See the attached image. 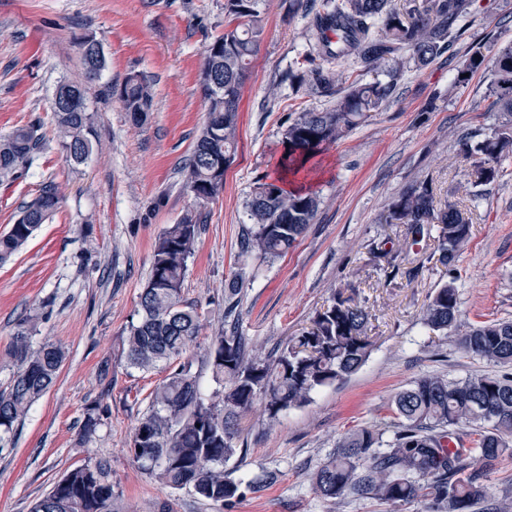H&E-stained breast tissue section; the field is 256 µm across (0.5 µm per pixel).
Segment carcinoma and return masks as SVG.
Instances as JSON below:
<instances>
[{"label": "carcinoma", "mask_w": 512, "mask_h": 512, "mask_svg": "<svg viewBox=\"0 0 512 512\" xmlns=\"http://www.w3.org/2000/svg\"><path fill=\"white\" fill-rule=\"evenodd\" d=\"M263 0H224V32L207 47L200 84L207 102L206 118L185 163L184 189L193 198L175 224L167 225L153 245L149 278L139 295L137 320L126 329L127 365L139 371L166 366L170 373L150 395L149 410L135 426L130 452L151 479L195 498L233 505L245 492L258 493L275 475L262 472L237 480L224 469L243 453L240 420L256 403L269 418L305 406L312 394L356 373L373 350L371 314L355 294L337 290L311 327L263 358L249 351L239 332L236 310L243 274L224 289V328L208 348L206 366L220 386L209 397L201 392L193 362L183 358L201 330L196 305L183 297L188 262L203 230L202 209L224 191V170L237 142L238 107L249 78V65L261 39ZM476 0H288L313 14L314 45L301 67L288 71V85L317 94H333L334 69L350 62L383 81L351 82L336 104L318 112L288 118L283 131L287 145L277 181H259L245 207L251 220L240 238L244 254L273 262L296 246L322 204L318 192L288 187L289 178L308 174L323 146L357 128L370 112L379 111L393 96L405 70L429 65L448 51L450 38L462 35L463 22ZM80 54L81 77L64 78L56 89L65 101L51 103L54 142L66 161L86 163L96 133L86 104L87 84L107 68L101 43L85 44ZM491 68L492 107L512 117V43L501 47L493 61L471 48L457 61L458 74ZM110 95L123 103L136 125L152 105L149 82L129 75ZM41 120L35 119L0 137V180L18 179L48 144ZM463 155L479 168L480 178L493 181L501 162L512 156V127L476 143L462 142ZM57 184L46 181L24 202L9 230L0 234V263L18 254L38 227L59 208ZM405 228L406 239L435 242L426 261L452 269L471 235V226L453 202L439 208L433 181L414 180L388 207ZM384 259L394 277L402 251L386 238L371 249ZM458 288L448 282L434 289L419 320L430 332H455L463 352L503 368L501 372L453 379L423 376L395 394L390 429L363 426L349 431L312 473L315 493L327 502L348 496L376 499L390 506L425 500L431 512H479L477 505L493 497L488 475L512 455V320H487L461 328ZM43 313L28 315L15 333L13 355L18 371L0 389V442L13 435L33 403L55 382L66 359L64 349L45 342L32 348L31 331ZM99 402L84 410L82 437L90 438L108 418ZM116 498L112 470L103 459L83 463L57 480L30 512H112Z\"/></svg>", "instance_id": "obj_1"}]
</instances>
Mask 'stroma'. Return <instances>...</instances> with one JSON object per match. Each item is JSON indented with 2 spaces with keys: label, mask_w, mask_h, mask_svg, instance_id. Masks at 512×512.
Listing matches in <instances>:
<instances>
[{
  "label": "stroma",
  "mask_w": 512,
  "mask_h": 512,
  "mask_svg": "<svg viewBox=\"0 0 512 512\" xmlns=\"http://www.w3.org/2000/svg\"><path fill=\"white\" fill-rule=\"evenodd\" d=\"M262 11L263 33L238 109L236 152L223 193L204 210L184 282L185 299L202 315L186 355L202 363L224 320V290L242 269L239 330L261 355L308 327L334 290L353 288L375 316L369 359L315 392L305 407L274 420L257 410L243 419L246 452L229 469L239 478L269 471L276 479L231 508L169 490L144 474L130 440L168 371L129 368L124 332L136 318L156 237L192 204L182 168L205 121L199 73L207 46L224 31V0H0V135L35 117L51 125L56 83L80 71V38L99 40L108 61L88 86L99 141L91 158L74 167L52 146L19 179L0 183V234L42 182L55 181L61 195L55 215L0 265V389L17 371L13 337L30 309L44 313L33 346L51 342L67 353L53 386L0 451V512H30L67 470L101 458L112 466L116 512H389L368 497L325 502L312 488V472L346 432L389 422L392 398L418 378L489 370V363L459 350L455 335L427 333L419 312L434 288L451 281L462 325L512 319V159L484 185L461 152L466 137L497 131L507 117L490 109L491 70L456 79L457 57L471 46L491 56L512 41V0H477L450 51L408 72L383 109L325 147L313 180L323 204L299 243L272 263L240 254L250 224L245 202L257 179H275L289 117L335 100L293 91L284 80L307 47L311 15L289 12L286 0H265ZM134 73L150 82L153 94L150 115L138 127L121 101L107 95ZM424 177L433 178L438 199L457 201L472 223L450 272L427 263L433 240L407 245L397 227L382 221L393 199ZM387 235L409 254L393 278L369 254ZM95 401L107 404L110 416L85 441L83 412Z\"/></svg>",
  "instance_id": "1"
}]
</instances>
